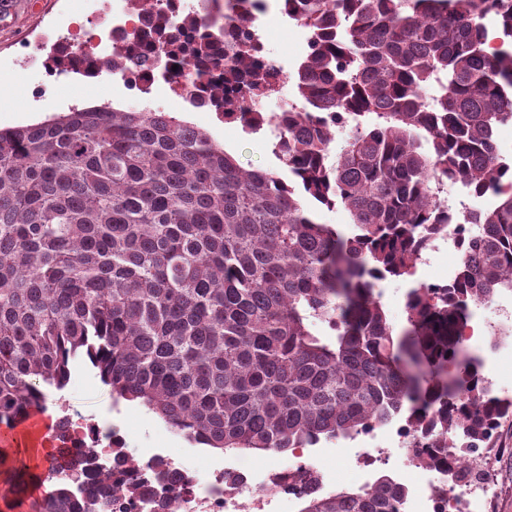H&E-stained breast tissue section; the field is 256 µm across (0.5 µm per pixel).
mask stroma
<instances>
[{
	"label": "stroma",
	"mask_w": 512,
	"mask_h": 512,
	"mask_svg": "<svg viewBox=\"0 0 512 512\" xmlns=\"http://www.w3.org/2000/svg\"><path fill=\"white\" fill-rule=\"evenodd\" d=\"M74 21L68 0H23L20 9L7 24H0V128L25 126L54 114L68 112L76 106L110 105L117 109L133 108L126 90L103 74L96 82L82 75L65 73L46 92H36L38 74L26 68L25 57L32 49L49 54L58 39L66 37ZM266 49L271 56H282L287 67L297 65L305 55V45L298 28L278 16L265 23ZM187 120L208 131L246 168H279L273 154L270 136L245 132L242 125L225 122L215 112H202L185 107L178 112ZM71 413L94 416L100 426L118 427L125 446L138 456L161 453L184 458L199 475L230 465L240 459L244 467L266 473L289 465L292 454L247 451L239 456L212 448H203L173 433L153 413L135 402L113 404L107 387L90 368L78 364L63 391ZM364 435L351 439L320 441L305 448L304 457L325 473L330 491H355L363 484V472L356 465L354 453L366 447ZM495 474L501 493L494 512H512V420L504 422L496 432Z\"/></svg>",
	"instance_id": "1"
}]
</instances>
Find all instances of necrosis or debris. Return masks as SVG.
<instances>
[{"instance_id":"necrosis-or-debris-1","label":"necrosis or debris","mask_w":512,"mask_h":512,"mask_svg":"<svg viewBox=\"0 0 512 512\" xmlns=\"http://www.w3.org/2000/svg\"><path fill=\"white\" fill-rule=\"evenodd\" d=\"M150 4L156 12L205 13L208 22L223 26L225 37L241 33L259 46L264 43L258 24L261 15L284 11L282 0H270L262 12L253 9L251 0H150ZM144 29L131 0H113L112 30L108 36L79 28L69 43L86 63L85 76L93 78L101 74L108 59L138 45ZM382 434L391 437L393 448L364 449L358 453L357 461L365 468L385 464L397 451L406 468L418 471L419 477L400 512H491L500 492L491 468L492 449H442L447 466L436 469L423 464L418 454L419 448L438 442L435 433L416 434L409 424L397 420L371 426L367 431L372 439ZM50 440L52 447L66 449L74 464L81 460L80 449H92L103 480L117 485L131 475L151 491L152 501L147 505L138 498L114 495L112 512H288L301 488L296 474L309 467L308 462L297 460L274 474L247 471L236 480L232 477L233 467L202 477L181 461L168 457L164 463L176 480L162 483L156 476L155 458L142 459L124 452L118 431L102 429L93 418L70 414L63 404L51 424Z\"/></svg>"}]
</instances>
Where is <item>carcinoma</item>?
Listing matches in <instances>:
<instances>
[{
	"mask_svg": "<svg viewBox=\"0 0 512 512\" xmlns=\"http://www.w3.org/2000/svg\"><path fill=\"white\" fill-rule=\"evenodd\" d=\"M310 31L292 72L198 33L202 19L155 14L135 55L168 68L193 35L197 108L267 123L250 99L290 84L274 153L246 169L204 129L169 112L75 107L0 129V424L44 407L86 362L112 399L137 401L173 432L226 452L287 453L405 417L453 448H478L512 399L494 395L462 339L470 305L512 291V0H286ZM501 33L488 44L489 25ZM356 117L340 150L331 145ZM462 183L495 198L459 211L433 199ZM342 206L347 232L304 204ZM449 224H471L439 294H407L395 331L376 288L414 275ZM8 492L33 479L0 448ZM53 484L31 512H89L92 470ZM300 512H399L409 489L383 475L320 494Z\"/></svg>",
	"mask_w": 512,
	"mask_h": 512,
	"instance_id": "obj_1",
	"label": "carcinoma"
}]
</instances>
